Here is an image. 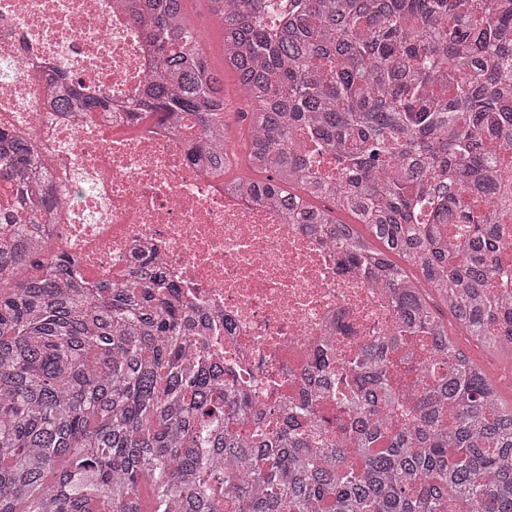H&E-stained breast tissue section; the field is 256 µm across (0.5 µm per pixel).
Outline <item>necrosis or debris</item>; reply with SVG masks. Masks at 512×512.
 Segmentation results:
<instances>
[{
  "label": "necrosis or debris",
  "mask_w": 512,
  "mask_h": 512,
  "mask_svg": "<svg viewBox=\"0 0 512 512\" xmlns=\"http://www.w3.org/2000/svg\"><path fill=\"white\" fill-rule=\"evenodd\" d=\"M89 95L136 104L150 70L145 31L118 0H0V128L30 134L63 201L42 255L75 260L88 281L120 280L158 255L197 320L217 375L257 412L285 410L283 367L307 355L348 362L395 323L390 294L340 270L320 228L288 223L187 158L164 122L129 132L121 115L61 112L49 68Z\"/></svg>",
  "instance_id": "1"
}]
</instances>
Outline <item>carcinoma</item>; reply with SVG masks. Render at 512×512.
I'll list each match as a JSON object with an SVG mask.
<instances>
[{
	"mask_svg": "<svg viewBox=\"0 0 512 512\" xmlns=\"http://www.w3.org/2000/svg\"><path fill=\"white\" fill-rule=\"evenodd\" d=\"M152 50L129 117L190 119L188 156L229 169L224 77L184 0H128ZM224 64L254 105L247 162L262 179L225 189L331 225L345 267L375 274L396 333L333 372L320 357L288 418L264 424L250 395L190 368L189 311L164 266L142 257L91 289L69 260L35 261L22 236L59 201L30 139L0 131V180L30 186L20 225L0 231V512H512V401L459 347L466 334L512 358V301L496 283L501 240L489 200L512 179V0H209ZM54 104L110 112L60 82ZM336 177L307 174L304 137ZM297 186L331 209L299 204ZM465 228L462 245L443 237ZM417 270L409 274L395 258ZM417 346L416 402L398 404L393 359ZM254 419L251 438L239 422ZM332 440L317 453L310 424Z\"/></svg>",
	"mask_w": 512,
	"mask_h": 512,
	"instance_id": "cac0c4a2",
	"label": "carcinoma"
}]
</instances>
